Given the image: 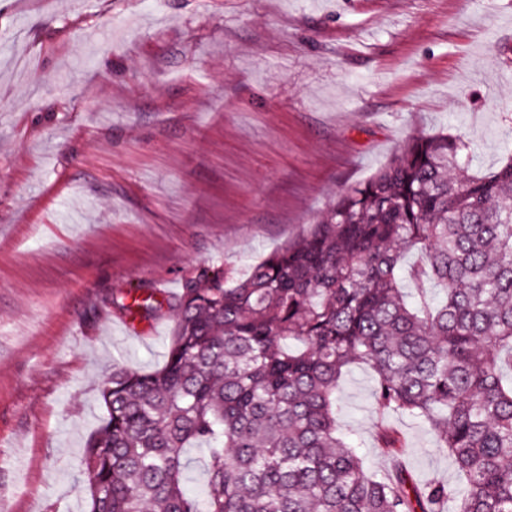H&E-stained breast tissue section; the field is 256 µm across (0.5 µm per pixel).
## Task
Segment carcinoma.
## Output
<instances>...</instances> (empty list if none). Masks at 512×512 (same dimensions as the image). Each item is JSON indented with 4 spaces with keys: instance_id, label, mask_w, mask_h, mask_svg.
Instances as JSON below:
<instances>
[{
    "instance_id": "carcinoma-1",
    "label": "carcinoma",
    "mask_w": 512,
    "mask_h": 512,
    "mask_svg": "<svg viewBox=\"0 0 512 512\" xmlns=\"http://www.w3.org/2000/svg\"><path fill=\"white\" fill-rule=\"evenodd\" d=\"M164 307L163 367L115 365L102 387L89 512H512V157L478 173L463 136L413 135L246 274L206 268L172 301L135 290L119 303L142 319ZM357 364L375 374L379 411L428 423L461 484L417 482L384 426L394 466L365 467L336 419ZM187 448L207 452L197 494Z\"/></svg>"
}]
</instances>
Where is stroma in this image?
<instances>
[{
  "label": "stroma",
  "mask_w": 512,
  "mask_h": 512,
  "mask_svg": "<svg viewBox=\"0 0 512 512\" xmlns=\"http://www.w3.org/2000/svg\"><path fill=\"white\" fill-rule=\"evenodd\" d=\"M442 131L484 172L512 153V0H0V512H87L102 382L173 330L116 300L245 273ZM373 385L337 397L379 470ZM382 419L417 481L456 482L424 423Z\"/></svg>",
  "instance_id": "35a3bbf8"
}]
</instances>
